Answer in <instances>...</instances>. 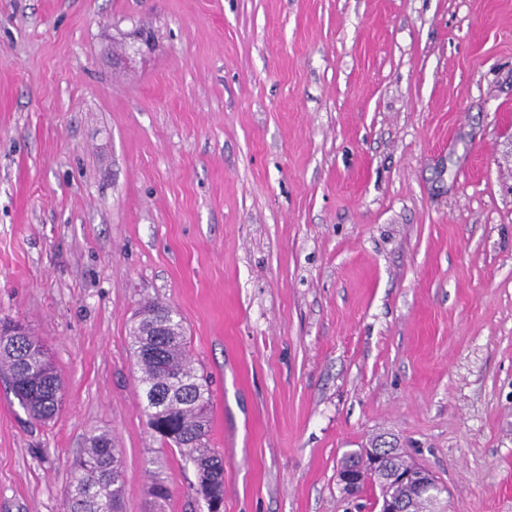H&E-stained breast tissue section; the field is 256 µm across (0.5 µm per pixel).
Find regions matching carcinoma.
Instances as JSON below:
<instances>
[{
  "instance_id": "obj_1",
  "label": "carcinoma",
  "mask_w": 512,
  "mask_h": 512,
  "mask_svg": "<svg viewBox=\"0 0 512 512\" xmlns=\"http://www.w3.org/2000/svg\"><path fill=\"white\" fill-rule=\"evenodd\" d=\"M154 317L134 318L129 335L137 356L141 383L152 408V392H165L169 400L161 412L164 426L156 434L164 446L175 447L195 467L196 496H224V459L209 446L207 412L210 392L207 380L198 375L186 352L185 327L176 310L154 301L141 304L138 313ZM0 373L27 414L38 421L54 418L61 406V379L44 346L25 336L0 335ZM70 486L64 512H123L124 476L112 435L91 433L86 448L70 464ZM150 495L159 505L170 497L168 483L152 480Z\"/></svg>"
}]
</instances>
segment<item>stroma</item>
<instances>
[{"instance_id":"obj_1","label":"stroma","mask_w":512,"mask_h":512,"mask_svg":"<svg viewBox=\"0 0 512 512\" xmlns=\"http://www.w3.org/2000/svg\"><path fill=\"white\" fill-rule=\"evenodd\" d=\"M174 307L223 512H373L392 432L443 512H512V0H0V512H63L93 429L123 512H207L149 427L128 327ZM172 496L155 508L152 473ZM26 327V326H25ZM22 325L1 327L0 373L27 414L38 421L54 418L61 406V379L44 346ZM388 440L394 439L393 448H358V450L347 452L343 455L341 463L347 467L340 465L337 480L342 486V489L348 495L355 496L358 493V485L361 481L362 472L358 467L349 465L359 462L363 451V461L365 464L370 465V468L382 474V484L386 489L391 485H409L413 486L419 493H422L427 497L433 508H437L441 501V496L445 493L446 489L440 485V483L427 471L419 467H412L409 469L400 470H387L386 465L391 468H400L406 466V461L401 457L395 456L401 451L398 438L393 436H387ZM384 450L391 453L393 456H389L384 460ZM364 479L362 485L359 487V491L363 492L368 485L373 487V484L380 490L382 484L377 475L371 470H363Z\"/></svg>"}]
</instances>
